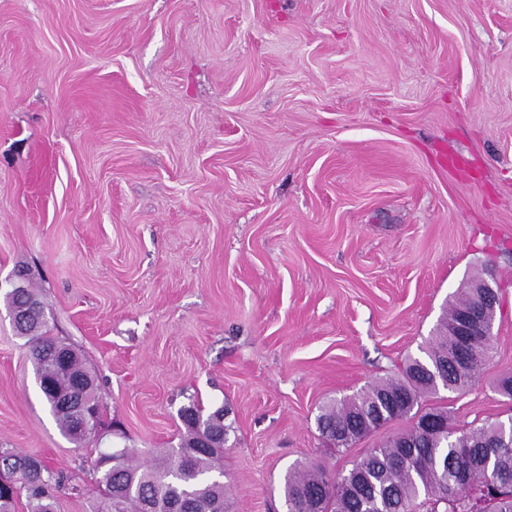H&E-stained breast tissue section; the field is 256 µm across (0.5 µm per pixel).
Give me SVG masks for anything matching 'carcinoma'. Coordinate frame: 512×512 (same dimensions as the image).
Returning <instances> with one entry per match:
<instances>
[{
	"mask_svg": "<svg viewBox=\"0 0 512 512\" xmlns=\"http://www.w3.org/2000/svg\"><path fill=\"white\" fill-rule=\"evenodd\" d=\"M9 309L32 314L17 332L29 338L36 377L62 434L75 442L96 436L101 405L95 379L79 352L49 335L45 306L30 288L7 294ZM472 289L464 285L452 300L435 333L422 348L424 357L410 360L403 378L378 382L354 396L320 407L317 427L333 447L348 448L384 425L412 419V426L388 437L355 459L352 467L332 474L321 463L288 472L284 495L288 512H417L424 497L426 512H468L464 494L450 500L443 491L469 471L489 488L488 512H512V424L486 421L479 426L428 432V415L449 419L442 407H422L430 393L444 388L462 393L491 358L494 337L472 349L463 368L455 366L456 337L449 331L460 310L473 305ZM448 362V372L433 376ZM77 397L87 413L62 407ZM186 434L177 448L155 452L147 465L133 463L128 449L99 452L95 464L102 498L95 512H224V410L203 416L195 405L180 409ZM0 512H13L20 494L28 512H53V491L59 478L34 455L0 450Z\"/></svg>",
	"mask_w": 512,
	"mask_h": 512,
	"instance_id": "cac0c4a2",
	"label": "carcinoma"
}]
</instances>
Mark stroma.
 <instances>
[{
  "mask_svg": "<svg viewBox=\"0 0 512 512\" xmlns=\"http://www.w3.org/2000/svg\"><path fill=\"white\" fill-rule=\"evenodd\" d=\"M93 373L106 440L178 446L223 409L231 512L349 469L322 405L403 376L462 284L499 293L470 428L512 419V0H0V449L92 512L15 334L18 270Z\"/></svg>",
  "mask_w": 512,
  "mask_h": 512,
  "instance_id": "1",
  "label": "stroma"
}]
</instances>
